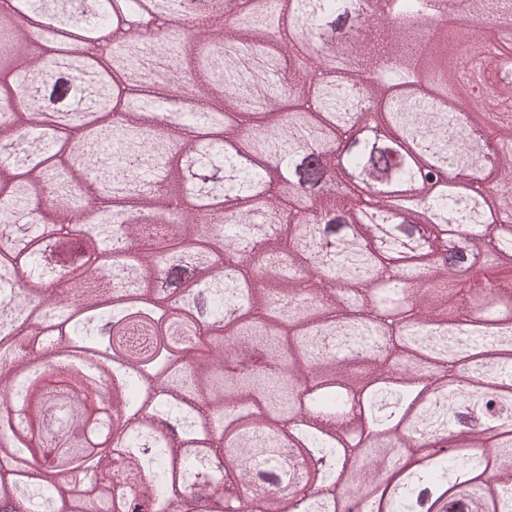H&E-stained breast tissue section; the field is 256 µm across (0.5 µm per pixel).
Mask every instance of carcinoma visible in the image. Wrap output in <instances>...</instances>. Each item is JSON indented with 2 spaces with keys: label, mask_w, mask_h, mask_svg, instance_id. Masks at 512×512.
<instances>
[{
  "label": "carcinoma",
  "mask_w": 512,
  "mask_h": 512,
  "mask_svg": "<svg viewBox=\"0 0 512 512\" xmlns=\"http://www.w3.org/2000/svg\"><path fill=\"white\" fill-rule=\"evenodd\" d=\"M237 2L165 0L177 32L121 38L113 63L73 52L112 28V0H12L46 26L0 18V74L42 70L27 100L0 82V401L24 408L0 417V512H129L94 470L76 492L41 476L89 458L144 475L154 512H217L227 455L247 460L239 512H342L350 493L417 512L426 489L423 512H512V27L482 25L512 0H466L499 45L469 71L456 31L429 24L436 0H260L226 31ZM361 3L357 66L325 68L323 33ZM44 43L51 66L30 53ZM170 62L200 104L158 125ZM473 83L499 111L458 108ZM375 123L398 139L345 155L376 185L364 216L322 192L332 156L303 148ZM406 183L422 198L397 196ZM485 240L471 282L449 279L437 251L467 265ZM490 283L498 301L475 307ZM88 358L112 375L110 411L86 394ZM465 412L493 451L479 424L421 463ZM291 452L333 464L299 482Z\"/></svg>",
  "instance_id": "obj_1"
}]
</instances>
